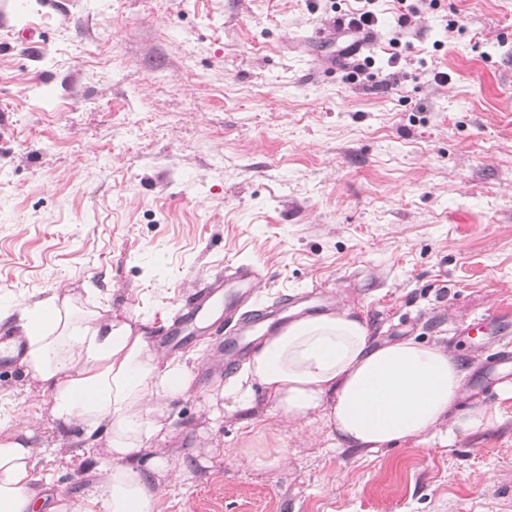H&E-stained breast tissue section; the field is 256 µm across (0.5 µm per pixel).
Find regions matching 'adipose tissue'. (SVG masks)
Masks as SVG:
<instances>
[{"mask_svg":"<svg viewBox=\"0 0 512 512\" xmlns=\"http://www.w3.org/2000/svg\"><path fill=\"white\" fill-rule=\"evenodd\" d=\"M16 321L26 338L25 371L46 394L51 429L81 448L105 447L82 501L33 484L40 423L17 419L0 400V512H160L171 485L200 465L196 448L172 465L166 418L194 380L187 362L158 353L147 329L104 315L57 288L33 302L0 305V323ZM460 362L440 345L412 338L380 341L351 309L302 315L261 337L244 371L210 395L253 405L260 385L274 415L294 425L322 413L329 436L375 451L396 443L452 440L484 431L497 410L453 407L467 396Z\"/></svg>","mask_w":512,"mask_h":512,"instance_id":"ef3b65f1","label":"adipose tissue"}]
</instances>
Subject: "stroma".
Instances as JSON below:
<instances>
[{
	"label": "stroma",
	"instance_id": "stroma-1",
	"mask_svg": "<svg viewBox=\"0 0 512 512\" xmlns=\"http://www.w3.org/2000/svg\"><path fill=\"white\" fill-rule=\"evenodd\" d=\"M348 7L0 0V299L93 294L159 336L208 277L251 263L259 302L323 283L378 339L448 349L470 390L458 412L501 414L448 446L367 452L332 446L317 414L277 423L258 393L213 432L224 335L194 334L169 445L195 439L204 464L162 512H512L507 343L466 332L512 315V0H439L402 31L375 0L374 66L332 71L338 43L310 37ZM36 388L0 373L15 415L43 423ZM42 436L34 477L81 497L89 452Z\"/></svg>",
	"mask_w": 512,
	"mask_h": 512
}]
</instances>
